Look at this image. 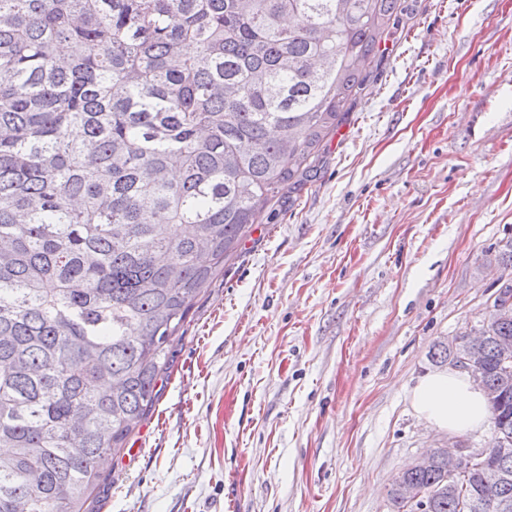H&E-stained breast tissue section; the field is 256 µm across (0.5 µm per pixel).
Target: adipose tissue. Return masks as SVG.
I'll return each mask as SVG.
<instances>
[{
  "label": "adipose tissue",
  "mask_w": 512,
  "mask_h": 512,
  "mask_svg": "<svg viewBox=\"0 0 512 512\" xmlns=\"http://www.w3.org/2000/svg\"><path fill=\"white\" fill-rule=\"evenodd\" d=\"M411 405L424 424L452 434L483 430L490 417L482 388L469 373L452 367L422 376L411 391Z\"/></svg>",
  "instance_id": "1"
}]
</instances>
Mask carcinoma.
I'll return each mask as SVG.
<instances>
[{
    "mask_svg": "<svg viewBox=\"0 0 512 512\" xmlns=\"http://www.w3.org/2000/svg\"><path fill=\"white\" fill-rule=\"evenodd\" d=\"M397 2L0 0V512H90L169 338L309 172ZM505 340L492 308L433 357L478 349L512 447ZM432 456L394 512H512V455L464 460L451 485Z\"/></svg>",
    "mask_w": 512,
    "mask_h": 512,
    "instance_id": "carcinoma-1",
    "label": "carcinoma"
}]
</instances>
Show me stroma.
<instances>
[{
    "mask_svg": "<svg viewBox=\"0 0 512 512\" xmlns=\"http://www.w3.org/2000/svg\"><path fill=\"white\" fill-rule=\"evenodd\" d=\"M308 178L168 344L95 512H393L409 391L512 270V0H401Z\"/></svg>",
    "mask_w": 512,
    "mask_h": 512,
    "instance_id": "1",
    "label": "stroma"
}]
</instances>
